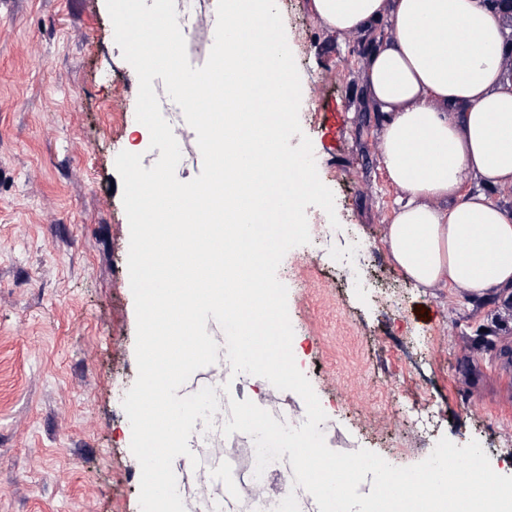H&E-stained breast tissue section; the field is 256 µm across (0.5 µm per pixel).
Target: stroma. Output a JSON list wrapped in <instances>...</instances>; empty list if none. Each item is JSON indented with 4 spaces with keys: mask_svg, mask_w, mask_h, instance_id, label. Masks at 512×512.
I'll list each match as a JSON object with an SVG mask.
<instances>
[{
    "mask_svg": "<svg viewBox=\"0 0 512 512\" xmlns=\"http://www.w3.org/2000/svg\"><path fill=\"white\" fill-rule=\"evenodd\" d=\"M299 70V120L340 222L306 209L308 244L278 271L294 340L327 415L398 467L425 441H478L512 475V297L417 288L385 245L401 196L381 163L370 52L311 0H276ZM138 78L105 0H0V512H141L122 400L137 377L120 151L160 156L129 118ZM342 97L328 150L322 114ZM433 415L426 433L406 420Z\"/></svg>",
    "mask_w": 512,
    "mask_h": 512,
    "instance_id": "35a3bbf8",
    "label": "stroma"
}]
</instances>
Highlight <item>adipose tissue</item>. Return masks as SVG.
Segmentation results:
<instances>
[{"label":"adipose tissue","instance_id":"ef3b65f1","mask_svg":"<svg viewBox=\"0 0 512 512\" xmlns=\"http://www.w3.org/2000/svg\"><path fill=\"white\" fill-rule=\"evenodd\" d=\"M332 30L391 36L367 60L386 114L381 159L402 192L386 245L420 288L512 293V209L485 192L512 188V30L503 0H311ZM434 32L422 41L420 27ZM478 188L464 190L465 176Z\"/></svg>","mask_w":512,"mask_h":512}]
</instances>
